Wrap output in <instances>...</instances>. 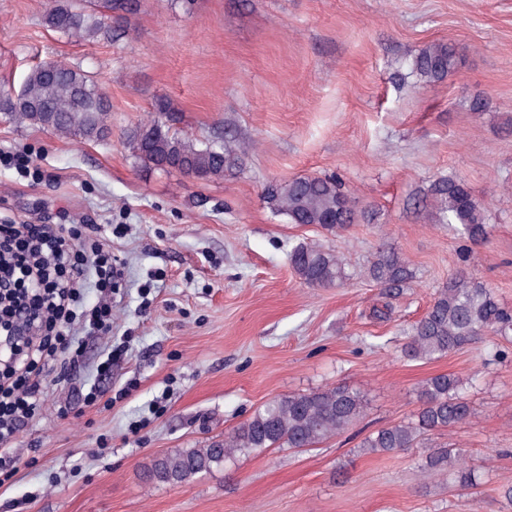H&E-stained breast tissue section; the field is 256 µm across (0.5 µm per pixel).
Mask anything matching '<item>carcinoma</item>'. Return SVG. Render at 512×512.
<instances>
[{"instance_id": "obj_1", "label": "carcinoma", "mask_w": 512, "mask_h": 512, "mask_svg": "<svg viewBox=\"0 0 512 512\" xmlns=\"http://www.w3.org/2000/svg\"><path fill=\"white\" fill-rule=\"evenodd\" d=\"M140 0H50L43 24L72 38L93 42L109 39L137 13ZM456 48L435 42L422 48L412 62L413 71L428 82H439L456 71ZM112 105L88 72L56 62L40 64L26 75L18 100L0 90V114L17 125L50 130L58 136L85 142L107 138ZM176 108L156 98L149 117L127 135L134 156L163 172L217 181L243 169L255 143L236 136L195 137L173 130ZM426 198L435 208L438 223L450 224L475 245L491 234L484 208L460 177L434 180ZM262 201L290 224H309L331 232L359 220V214L334 176L298 177L268 184ZM290 265L312 288H332L347 278L346 264L337 252L321 245L300 243L290 252ZM364 277L395 296L409 287L414 271L393 247H381L364 270ZM512 334V309L494 290L458 271L438 289L424 315L412 326L402 353L413 360H434L471 346L489 334ZM419 408L414 419L382 427L367 435L361 447L370 453H390L416 446L426 436L467 423L472 409L463 393V381L451 374L432 376L419 387ZM367 406L364 396L344 386L324 387L308 393L277 396L255 410L232 433L202 448H182L154 458L144 472L149 482L181 485L206 474L238 452L287 446L309 448L338 435L360 420ZM424 474L441 476L453 471L462 488L474 486V470L453 449L432 455L422 465Z\"/></svg>"}]
</instances>
